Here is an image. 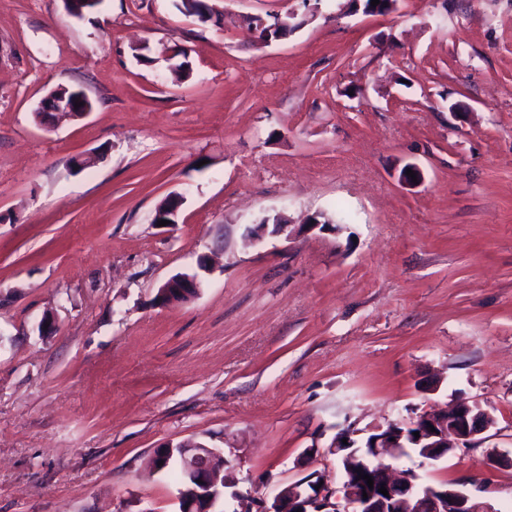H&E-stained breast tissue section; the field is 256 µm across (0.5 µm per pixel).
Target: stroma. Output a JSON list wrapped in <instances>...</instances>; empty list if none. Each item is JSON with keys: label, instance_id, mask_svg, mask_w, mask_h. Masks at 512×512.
I'll return each mask as SVG.
<instances>
[{"label": "stroma", "instance_id": "stroma-1", "mask_svg": "<svg viewBox=\"0 0 512 512\" xmlns=\"http://www.w3.org/2000/svg\"><path fill=\"white\" fill-rule=\"evenodd\" d=\"M209 3L0 0V512H179L153 459L190 439L259 512L339 480L340 430L458 397L495 425L401 464L512 512V0H317L269 44L251 23L298 0ZM71 86L90 112L41 123ZM180 273L196 295L160 303ZM322 225H325V227L322 230L327 229H334L332 224H323L318 219L317 214L308 216L305 224H300V228L298 230H289V228L292 226V224H288L286 219H283L281 216H277V220L275 224H272V226L275 227V231L271 232V235L275 236H285V239H290L294 235H298L300 233H305L307 231H312L313 229L317 227H321Z\"/></svg>", "mask_w": 512, "mask_h": 512}]
</instances>
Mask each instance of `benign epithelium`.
<instances>
[{
    "instance_id": "1",
    "label": "benign epithelium",
    "mask_w": 512,
    "mask_h": 512,
    "mask_svg": "<svg viewBox=\"0 0 512 512\" xmlns=\"http://www.w3.org/2000/svg\"><path fill=\"white\" fill-rule=\"evenodd\" d=\"M274 14L271 20H263L260 27L266 28L264 43L272 41L271 33L292 25L297 13ZM55 112L73 118H82L89 109H79L69 97L56 94ZM333 228L323 224L318 216L307 217L297 230L283 217H277L273 235L290 239L294 235L311 231L317 227ZM495 423L493 414L480 404L458 402L439 411H425L415 420L405 424L389 421L384 426L369 429L374 442L367 447L356 445L355 431L347 429L336 435L329 452L339 456L342 481L330 486L327 476L319 473L314 480L297 481L281 487L270 506L260 512H495L492 507L452 484H429L421 481L413 470L396 472L393 462L405 456L408 443H414V452L427 461H438L460 448L474 445L476 436ZM419 429V436L408 433V429ZM184 479L191 486L192 494L179 492V512H215L223 499L212 472L214 454H222L214 448L197 441L176 445ZM366 474L373 479L368 487ZM384 487L388 495L379 492Z\"/></svg>"
}]
</instances>
